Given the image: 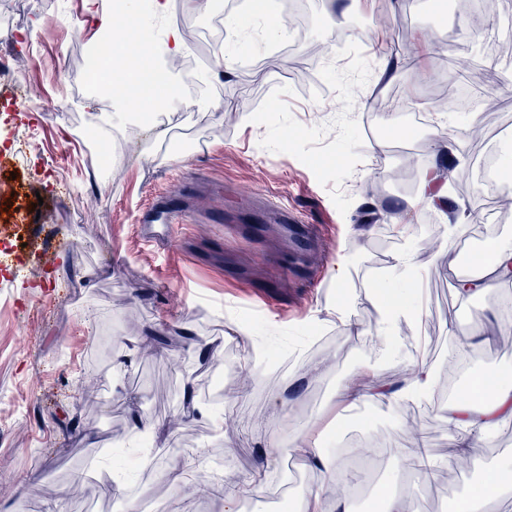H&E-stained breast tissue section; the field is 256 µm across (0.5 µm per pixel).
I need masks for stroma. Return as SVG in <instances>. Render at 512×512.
<instances>
[{
    "label": "stroma",
    "instance_id": "1",
    "mask_svg": "<svg viewBox=\"0 0 512 512\" xmlns=\"http://www.w3.org/2000/svg\"><path fill=\"white\" fill-rule=\"evenodd\" d=\"M78 0H0V59L13 81H0V154L26 163L0 171V225L22 211L19 237L0 239V512H51L43 488L65 493L64 512H225L222 497L199 495L171 476L188 458L226 486L251 478L237 512H289L292 481L316 491L310 460L294 447L308 430L318 450L338 454L350 434L378 435L395 449L426 445L433 474L402 471L393 452L357 467L366 489L357 512H374L398 492L413 512H446L485 471L512 462V425L479 437L471 470L449 446L446 397L392 409L388 402H340L336 394L364 366L396 386L427 365L446 370L456 346L475 332L507 330L499 293L478 305L458 296L450 253L479 225L480 161L512 145V56L491 57V40L512 38V0L473 26L455 6L435 0H361L344 24L328 25L341 0H305L297 38L270 36L254 6L226 13L222 39L210 38L206 11L168 8L145 15L132 0L112 22L138 38L183 34L176 71L195 82L187 112L172 101L151 122L118 115L111 89L89 95L80 60L97 48L95 23L76 16ZM430 40L434 54L420 42ZM334 43L314 80L288 63L308 47ZM247 66L226 73L215 48ZM404 59L378 79L384 54ZM494 63L489 90L496 120L476 133L467 112L434 110L430 95L449 73ZM398 95L402 108L373 112V98ZM111 123L120 157H101L85 129ZM454 152L441 180L448 209L414 203L412 191L385 188L388 170L411 163L414 175ZM189 180L223 182L225 223L191 224L167 247L142 236V217ZM292 208L325 235L323 282L302 308L288 304L287 233L274 207ZM411 226L410 239L397 231ZM461 223L457 234L448 227ZM412 250L418 308L398 338L381 342L385 313L377 293L399 287L393 265ZM349 258L344 280L339 258ZM278 307H259L255 292ZM352 299L347 337L337 305ZM257 337L264 362L250 365L244 335ZM221 378V405L207 381ZM150 455V467L140 459ZM124 489L115 493L113 479Z\"/></svg>",
    "mask_w": 512,
    "mask_h": 512
}]
</instances>
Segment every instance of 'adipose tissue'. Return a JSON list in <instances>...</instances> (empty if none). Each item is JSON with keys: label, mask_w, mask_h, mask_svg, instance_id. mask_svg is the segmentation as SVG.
<instances>
[{"label": "adipose tissue", "mask_w": 512, "mask_h": 512, "mask_svg": "<svg viewBox=\"0 0 512 512\" xmlns=\"http://www.w3.org/2000/svg\"><path fill=\"white\" fill-rule=\"evenodd\" d=\"M112 85L118 90L114 98L117 108L125 110L127 118L131 119L135 113L127 108L130 99L159 104L166 90L174 88L175 80L163 64L155 62L146 67L139 58L132 57L126 59L122 69L113 71ZM438 380L436 369L422 367L416 369L401 387L378 391L376 397L395 403L405 399L426 401L432 397ZM446 414L451 427L450 443L458 456H466L475 435H485L498 426L512 424V388L479 380L475 392L464 401L450 403ZM296 448L303 456L313 457L320 474V490L303 500L301 512H353L347 500L329 493L330 488L342 479L338 460L316 453L304 435L297 438ZM494 474L493 480L483 481L463 500L460 512H486L491 499L512 491V467H499Z\"/></svg>", "instance_id": "ef3b65f1"}]
</instances>
